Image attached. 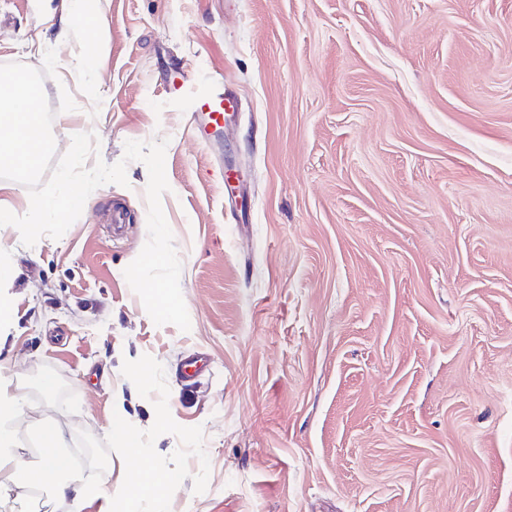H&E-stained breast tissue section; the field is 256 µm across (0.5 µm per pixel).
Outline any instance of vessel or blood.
I'll return each instance as SVG.
<instances>
[{"instance_id": "1", "label": "vessel or blood", "mask_w": 512, "mask_h": 512, "mask_svg": "<svg viewBox=\"0 0 512 512\" xmlns=\"http://www.w3.org/2000/svg\"><path fill=\"white\" fill-rule=\"evenodd\" d=\"M167 90L181 98L188 111L194 114L193 128L202 142L211 138L228 119L230 113L236 112L237 101L230 94L221 77L208 74L202 80H190L182 74H174L167 84Z\"/></svg>"}]
</instances>
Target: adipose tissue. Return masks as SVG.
I'll return each instance as SVG.
<instances>
[{"instance_id":"obj_1","label":"adipose tissue","mask_w":512,"mask_h":512,"mask_svg":"<svg viewBox=\"0 0 512 512\" xmlns=\"http://www.w3.org/2000/svg\"><path fill=\"white\" fill-rule=\"evenodd\" d=\"M104 30L103 11L99 0H68L57 25L60 38H68L72 24ZM22 414L18 396L10 383L0 377V494L25 485L47 491L67 512H81L91 489L75 471L67 455L60 450L58 431L53 424H45L39 460L27 465L14 450L13 429Z\"/></svg>"}]
</instances>
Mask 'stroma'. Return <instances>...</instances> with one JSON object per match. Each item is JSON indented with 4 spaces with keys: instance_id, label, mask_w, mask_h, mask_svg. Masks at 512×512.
I'll return each instance as SVG.
<instances>
[{
    "instance_id": "1",
    "label": "stroma",
    "mask_w": 512,
    "mask_h": 512,
    "mask_svg": "<svg viewBox=\"0 0 512 512\" xmlns=\"http://www.w3.org/2000/svg\"><path fill=\"white\" fill-rule=\"evenodd\" d=\"M61 3L0 0V64L55 49L44 94L77 105L52 123L57 154L77 133L108 164L167 140L191 327L155 325L124 276L148 240L144 163L60 239L0 226L16 448L46 421L70 446L105 439L118 401L149 429L121 373L148 355L210 462L197 494L190 457L170 512H512V0H102L86 75L45 26ZM202 69L240 104L209 145L164 88Z\"/></svg>"
}]
</instances>
